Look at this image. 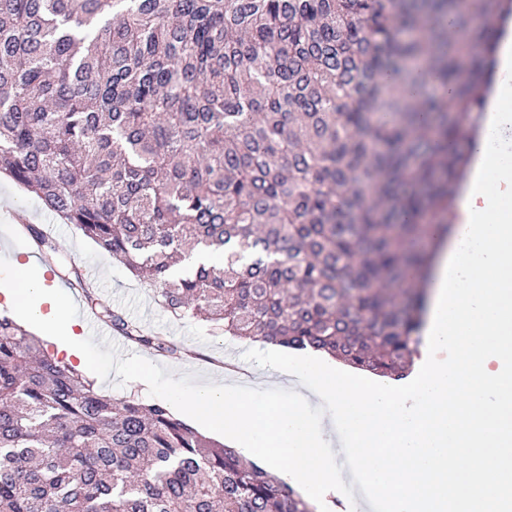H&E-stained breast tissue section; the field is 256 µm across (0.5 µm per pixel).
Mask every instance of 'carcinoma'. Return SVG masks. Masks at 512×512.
<instances>
[{
	"mask_svg": "<svg viewBox=\"0 0 512 512\" xmlns=\"http://www.w3.org/2000/svg\"><path fill=\"white\" fill-rule=\"evenodd\" d=\"M512 0H0V176L161 305L392 380L419 352ZM429 58L448 95L405 64ZM26 230L59 275L71 268ZM224 266L179 267L196 250ZM126 339L173 355L99 302ZM0 512H317L163 402L120 405L0 318Z\"/></svg>",
	"mask_w": 512,
	"mask_h": 512,
	"instance_id": "carcinoma-1",
	"label": "carcinoma"
}]
</instances>
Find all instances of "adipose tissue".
I'll use <instances>...</instances> for the list:
<instances>
[{
  "mask_svg": "<svg viewBox=\"0 0 512 512\" xmlns=\"http://www.w3.org/2000/svg\"><path fill=\"white\" fill-rule=\"evenodd\" d=\"M0 286L5 289L7 305L41 326L58 352L86 360L84 337L75 333L61 297L49 294L40 279L29 276L27 265L0 269Z\"/></svg>",
  "mask_w": 512,
  "mask_h": 512,
  "instance_id": "ef3b65f1",
  "label": "adipose tissue"
}]
</instances>
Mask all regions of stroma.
<instances>
[{"label": "stroma", "mask_w": 512, "mask_h": 512, "mask_svg": "<svg viewBox=\"0 0 512 512\" xmlns=\"http://www.w3.org/2000/svg\"><path fill=\"white\" fill-rule=\"evenodd\" d=\"M27 224L43 228L60 252L70 258L78 273L84 275L88 270H95L93 283L102 301L137 322L147 334L168 337L187 350L183 357L160 356L118 335L110 325L100 324V337L114 342L122 357L136 354L170 369L185 365L198 380L206 382L295 390L311 406L320 405V398L302 387L296 378L244 360V352L255 345L253 339L224 335L211 324L193 318H173L160 306L157 290L149 281L134 276L73 225L63 223L44 209L35 197L11 179L0 177V265L28 262L37 276L42 277L50 266L24 232Z\"/></svg>", "instance_id": "35a3bbf8"}]
</instances>
